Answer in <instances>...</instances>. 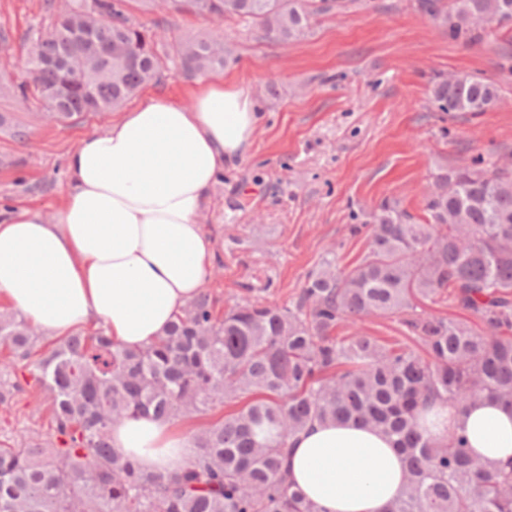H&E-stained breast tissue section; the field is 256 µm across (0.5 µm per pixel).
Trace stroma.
I'll return each mask as SVG.
<instances>
[{
    "mask_svg": "<svg viewBox=\"0 0 512 512\" xmlns=\"http://www.w3.org/2000/svg\"><path fill=\"white\" fill-rule=\"evenodd\" d=\"M301 38L281 43L257 28L163 8L128 9L168 40L223 37L234 48L225 81L250 89L260 121L247 155L225 169L199 217L217 255L205 283L220 309L248 289L280 304L297 298L309 272L333 256L354 266L368 246L351 234L382 200L402 201L425 220L422 197L438 164L512 162V28L480 43L448 40L414 0H336ZM47 0H0V75L22 80ZM480 76L499 89L490 111L442 112L430 88L438 76ZM0 213L30 208L50 216L69 188L67 157L105 131L109 112L66 123L43 119L34 99L0 93ZM22 126L25 140L12 136ZM46 395L29 374L0 375V446L48 438Z\"/></svg>",
    "mask_w": 512,
    "mask_h": 512,
    "instance_id": "1",
    "label": "stroma"
}]
</instances>
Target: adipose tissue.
<instances>
[{
	"label": "adipose tissue",
	"mask_w": 512,
	"mask_h": 512,
	"mask_svg": "<svg viewBox=\"0 0 512 512\" xmlns=\"http://www.w3.org/2000/svg\"><path fill=\"white\" fill-rule=\"evenodd\" d=\"M258 121L248 89L210 78L190 104L150 94L84 138L53 217L22 208L0 218V302L56 339L92 324L127 348L162 336L206 282L215 250L198 217ZM420 423L441 444L464 435L488 465L512 460V408L500 402L436 403ZM289 446L291 481L324 512H385L402 492L398 452L370 426L317 422ZM112 448L148 472L196 455L187 423L152 415L114 425Z\"/></svg>",
	"instance_id": "1"
}]
</instances>
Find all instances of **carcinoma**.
<instances>
[{
	"instance_id": "obj_1",
	"label": "carcinoma",
	"mask_w": 512,
	"mask_h": 512,
	"mask_svg": "<svg viewBox=\"0 0 512 512\" xmlns=\"http://www.w3.org/2000/svg\"><path fill=\"white\" fill-rule=\"evenodd\" d=\"M69 19L37 34L27 80L4 92L40 100L65 92L50 121L122 108L162 82L169 65L190 76L224 67L219 39L162 50L112 0H71ZM175 14L250 21L287 43L331 0H166ZM451 41L477 43V20L512 26V0H415ZM442 112H487L497 88L439 77ZM452 182L450 193L435 187ZM425 223L396 199L365 214L363 258L338 269L325 257L296 300L246 296L224 315L202 291L151 345L133 350L76 332L42 347L14 313L0 312V347L45 392L60 448H0V512H324L288 482L287 440L314 421H356L402 454L401 495L385 512H512V461L492 469L456 436L441 446L418 425L434 402L492 399L512 407V170L440 165L422 200ZM464 316L427 307L443 295ZM395 320L408 344L335 336L368 316ZM238 408L194 433L197 454L171 473H145L112 449V426L135 414L188 419Z\"/></svg>"
}]
</instances>
